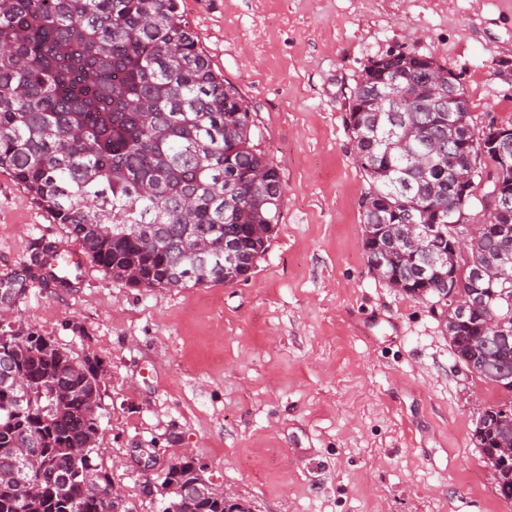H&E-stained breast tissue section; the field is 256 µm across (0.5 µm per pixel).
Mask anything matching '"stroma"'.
<instances>
[{
    "mask_svg": "<svg viewBox=\"0 0 512 512\" xmlns=\"http://www.w3.org/2000/svg\"><path fill=\"white\" fill-rule=\"evenodd\" d=\"M243 95L284 197L247 280L133 288L95 264L76 288L28 284L6 325L104 378L100 462L134 512H163L139 463L191 452L253 512H512L472 430L500 388L455 359L430 303L392 288L362 246L367 188L345 124L368 60L429 56L477 126L512 125L507 0H178ZM73 245L0 170V276Z\"/></svg>",
    "mask_w": 512,
    "mask_h": 512,
    "instance_id": "1",
    "label": "stroma"
}]
</instances>
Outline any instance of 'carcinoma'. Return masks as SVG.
<instances>
[{"label": "carcinoma", "instance_id": "carcinoma-1", "mask_svg": "<svg viewBox=\"0 0 512 512\" xmlns=\"http://www.w3.org/2000/svg\"><path fill=\"white\" fill-rule=\"evenodd\" d=\"M390 82L415 85L412 111L375 112L376 90ZM448 69L430 57L391 51L369 61L350 89L345 115L368 184L362 201L363 246L382 263L380 278L432 301L447 319L449 345L465 366L506 394L512 409V268L484 288L486 313L503 331L485 333L480 317L458 318L470 300L465 288L439 291L440 275L469 283L475 269L512 252V211L492 215L465 255L452 251L448 208L462 167L457 138L469 132L474 180L512 183V166L488 148L486 130L459 112L452 134L438 90ZM249 105L224 82L200 47L177 0H0V169L7 170L67 229L111 279L132 287L231 285L268 251L284 187L272 158L254 143ZM390 224L429 228L419 253L383 235ZM232 228L238 267L224 272V234ZM209 245L197 263L192 245ZM52 254L39 252L22 272L4 278L15 295L29 281L69 288L52 273ZM27 381L28 398L0 387V512H105L110 474L96 458L72 449L99 440V367L30 329L0 330V360ZM473 437L497 475L499 494L512 500V459L493 449L512 441L508 419L488 416ZM35 450L41 472L23 464ZM166 478L185 489L196 482L186 459ZM196 512H224L210 495Z\"/></svg>", "mask_w": 512, "mask_h": 512}]
</instances>
